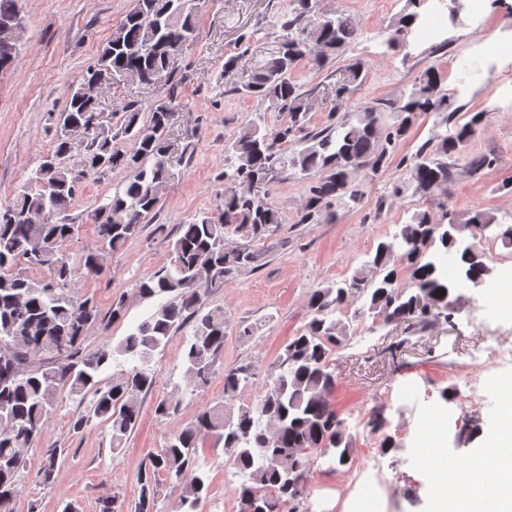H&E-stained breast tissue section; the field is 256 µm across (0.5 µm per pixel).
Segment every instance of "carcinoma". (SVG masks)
<instances>
[{
  "label": "carcinoma",
  "instance_id": "carcinoma-1",
  "mask_svg": "<svg viewBox=\"0 0 512 512\" xmlns=\"http://www.w3.org/2000/svg\"><path fill=\"white\" fill-rule=\"evenodd\" d=\"M293 2L292 15L285 14L280 21V48L255 67L240 89L242 95L287 113L288 121L270 133L245 126L233 139L228 151L236 163L224 170L219 213H205L179 225L169 261L136 284L140 297L156 298L158 304L116 350L84 345L87 331L103 318L94 300L72 295L77 269L69 264L65 245L75 225L68 222L66 212L82 178L120 169L129 176L95 210L101 240L111 251L120 250L154 213L160 201L158 188L173 163L166 133L179 97L176 59L196 40L197 0H134L58 114L70 126H86L98 107L91 90L95 77L112 73L141 85L164 75L166 95L148 105L146 124L139 125L140 108L129 105L122 133L133 140L132 148L116 147L113 137L100 129L89 134L80 150L61 130L33 176L10 204L0 207V410L8 411L0 419V512H12L25 455L45 434L60 391L93 394V414L110 424L112 451L117 452L139 421L141 393L154 384L147 369L153 352L186 323L193 325L184 353L187 390L193 394L208 385L215 358L224 347L225 319L220 307L203 311L201 288L223 286L226 278L254 261L249 243L284 223L269 199L274 179L290 168L318 175L295 220L316 224L334 203L345 197L357 200L360 169H381L389 149L407 136L416 117L434 113L448 123L458 112L443 92L441 73L429 66L408 98L390 105L400 114L399 121L387 123L386 109L376 105L360 106L339 120L332 111L326 127L308 133L310 145L288 153L286 145L306 128L310 112L306 93L293 79L295 68L304 59L322 68L328 56L343 51L358 36L356 25L343 15L310 19L316 0ZM408 7L412 11L399 19L398 35L418 28L426 3L408 0ZM17 51L18 43L0 41V70L14 65ZM481 120L478 113L456 126L454 136L432 138L418 148L411 173L421 191L431 192L448 182V154L474 136ZM78 150L83 169L77 173L62 159ZM493 227L494 238L512 246V226L494 224L487 212H450L446 224L434 222L426 212L417 213L391 239L379 242L368 264L351 278L313 289L308 295L311 319L285 345L267 390L227 413L222 405L209 407L172 434L140 476L136 512H153L160 474L181 487L173 512H200L208 485L196 461L207 438L214 440V447H222L243 476L235 488L240 512H297L295 502L303 495L311 459L303 449L332 450L341 466L351 461V437L329 401L336 388L331 356L350 331L339 315L362 299L355 319L368 315L384 323L410 321L418 326L430 316H440L448 311L455 283L445 277L436 257H452L469 279L491 277L493 268L485 254L463 250L460 238L466 231L483 236ZM229 235L244 243L227 246ZM400 264L414 286L412 292L399 287ZM20 265L46 268L51 277L35 282L18 269ZM105 270L99 252L86 254L82 274L99 276ZM115 351L129 366L102 386L97 377ZM250 376L246 368L224 373L229 401L239 398Z\"/></svg>",
  "mask_w": 512,
  "mask_h": 512
}]
</instances>
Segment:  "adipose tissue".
I'll return each instance as SVG.
<instances>
[{"label": "adipose tissue", "mask_w": 512, "mask_h": 512, "mask_svg": "<svg viewBox=\"0 0 512 512\" xmlns=\"http://www.w3.org/2000/svg\"><path fill=\"white\" fill-rule=\"evenodd\" d=\"M477 442L475 458L454 473L434 470L432 512H512V419Z\"/></svg>", "instance_id": "adipose-tissue-1"}]
</instances>
